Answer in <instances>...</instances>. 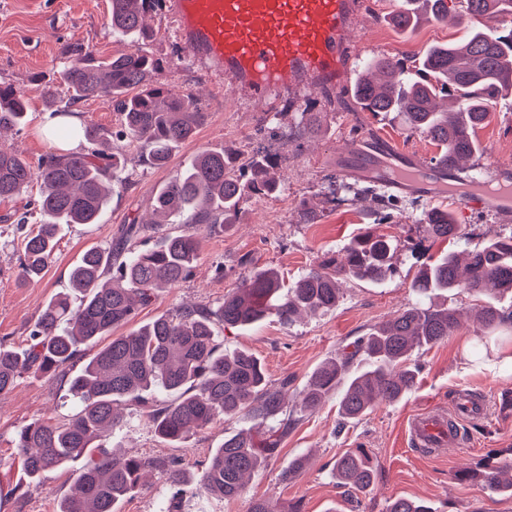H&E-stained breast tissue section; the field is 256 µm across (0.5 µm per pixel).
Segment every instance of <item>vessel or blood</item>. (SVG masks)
Returning a JSON list of instances; mask_svg holds the SVG:
<instances>
[{
    "mask_svg": "<svg viewBox=\"0 0 512 512\" xmlns=\"http://www.w3.org/2000/svg\"><path fill=\"white\" fill-rule=\"evenodd\" d=\"M365 6V0H165L191 60L223 75L232 97L297 101L348 88L357 57L354 18ZM369 175L401 192L459 200L512 219V169L506 167L482 180L417 161ZM460 438L457 420L438 407L408 423V441L420 450L454 446Z\"/></svg>",
    "mask_w": 512,
    "mask_h": 512,
    "instance_id": "vessel-or-blood-1",
    "label": "vessel or blood"
}]
</instances>
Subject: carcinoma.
<instances>
[{
	"label": "carcinoma",
	"mask_w": 512,
	"mask_h": 512,
	"mask_svg": "<svg viewBox=\"0 0 512 512\" xmlns=\"http://www.w3.org/2000/svg\"><path fill=\"white\" fill-rule=\"evenodd\" d=\"M161 0H111L110 26L119 38L138 41L149 36L144 17ZM428 20L448 15V0H423ZM512 8V0H466L473 25L459 42L430 49L417 66L401 59L371 57L364 76L353 89L355 103L364 112H399L409 128L423 134L439 152L433 157L450 167L477 151L473 133L490 119L498 94L512 88V29L493 24L497 14ZM67 66L62 81L68 93L64 109L107 95L122 116V127L111 131L99 125L80 130L64 125L53 135L72 138L83 134L87 147L66 154H48L37 168L16 151L0 147V200L11 199L39 183L40 224L22 236L19 276L31 283L42 278L54 259L60 227L96 224L111 199L114 170L135 150L138 161L154 168L168 163L172 151L192 139L204 118L192 96L172 98L154 80L162 65L137 50L111 59L95 58L78 43L63 49ZM441 94L452 95L459 111H442ZM27 102L10 85L0 84V131L23 125ZM317 113L304 112L294 135L315 131ZM272 155L257 152L238 164L223 150H203L180 172L162 184L151 208L160 228L174 217L181 224H230L246 196L277 191L271 176ZM430 232L454 240L459 236L452 213L435 208L427 215ZM142 224L127 225L106 247L86 250L70 273L71 292L51 299L30 329L23 350L0 343V395L14 390L24 378L45 373L67 374L84 360L69 380V396L76 403L72 415L60 423L45 420L22 426L16 448L27 477L45 478L50 471L84 459L73 488L58 512H116V506L140 485L143 471L166 475L177 491L189 484L187 471L174 461L119 455L105 440L120 422L118 403L143 402V394L158 388L174 394L169 403L146 412L154 432L169 442H181L191 433L224 416L245 412L264 421L282 409L283 399L269 386L263 366L253 354L226 352L215 331L222 326L248 327L270 316L290 324L304 312L336 306L338 281L351 277L381 282L392 272L395 250L389 236L366 232L345 248V260L331 258L309 269L291 283L272 269L252 271L236 291L211 309L196 305L160 315L122 336L112 330L132 321L150 305L155 293L190 277L197 260L198 241L189 232L165 233L148 246L141 239ZM425 296L436 291L463 289L476 298L478 320L491 334L512 324V308L499 305L498 295L512 294V236L469 251H450L424 265L414 282ZM459 326V312L415 304L373 326L369 333L321 364L301 393L300 410L312 411L336 394L346 422L365 417L377 400L393 403L415 386L417 370L410 363L413 350L444 341ZM110 341L98 345L101 338ZM278 440L259 442L245 432L224 436L208 464L196 477L195 490L234 498L244 490V477L277 450ZM307 465L304 455L288 461L285 482L298 478ZM377 475L371 458L348 449L334 465L336 479L358 492L370 488ZM461 483L478 482L492 492H512V466L496 458L456 475ZM387 512H433L419 502L393 500Z\"/></svg>",
	"instance_id": "carcinoma-1"
}]
</instances>
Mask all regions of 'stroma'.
<instances>
[{"mask_svg": "<svg viewBox=\"0 0 512 512\" xmlns=\"http://www.w3.org/2000/svg\"><path fill=\"white\" fill-rule=\"evenodd\" d=\"M404 0H371L357 18L356 38L365 57L395 56L405 52L421 55L429 47L462 40L465 28L453 17L465 7L451 0V18L429 22L411 33L391 24ZM110 0H0V84L13 86L28 101L25 127L5 135L0 142L17 150L30 165H38L56 147L45 129L51 107L43 96L53 86L65 98L61 79L65 44L89 45L97 57L109 58L139 48L162 60L158 79L172 96L193 95L205 114L195 137L172 154L163 168H137L133 180L117 173L111 204L96 224H68L62 230L55 260L43 278L23 286L17 281L21 248L14 225L0 223V342L22 348L39 311L65 292L69 273L89 248L105 246L119 236L124 224L150 216L148 201L193 155L206 149L249 152L259 142L271 143L277 154L275 173L279 190L267 197H247L233 224L220 227L187 225L199 242V258L192 275L175 287L158 292L153 303L135 318V325L174 313L188 304L219 306L226 293L238 288L250 271L277 270L293 281L324 258L343 259L349 242L373 231L391 236L397 248L392 257L393 274L385 283L353 278L340 281L335 308L305 314L291 324L276 317L247 329L217 327L225 351L246 350L262 362L272 385L287 382L284 408L293 422L280 440L277 453L268 458L247 480L238 497L224 500L187 491L175 495L163 473H147L139 489L117 505V512H250L258 497L276 506L297 502L303 512H386L398 497L430 506L433 512H512V497L489 492L477 483L462 484L455 475L471 469L487 456L512 449V333L481 339L472 296L461 289L449 293L447 303L460 312L461 324L449 337L429 348L414 351L419 368L412 391L396 403H376L357 422H344L337 400L328 397L317 409L300 411L297 403L311 373L336 353L365 336L368 329L414 303L420 296L413 282L422 263L448 250H473L512 235V222L489 211H464L447 200L431 202L407 193H392V207L379 218L377 201L364 188V179L345 178L339 171L338 145L357 135L397 138L402 150L431 159L436 146L411 131L395 112L371 114L357 110L346 93L311 98L299 105L288 100L235 99L226 96L222 77L208 74L186 59L174 19L166 12H152L147 22L150 39L132 44L113 38L109 24ZM318 112L322 129L303 137L291 136L304 109ZM474 136L480 151L470 160L482 173L492 165H512V93L498 97L488 123ZM453 211L461 236L455 241L431 237L424 222L431 206ZM486 397L488 413L466 419L461 428L465 442L447 449L440 457H424L407 444L409 419L436 405L454 411L459 392ZM73 412L67 386L60 376L28 377L9 394L0 396V458L12 462L9 477L0 478V512H57L69 493L75 468L58 469L38 482H26L14 446L17 431L36 419L60 420ZM123 422L112 432L110 444L121 454L175 458L190 472H198L224 440L244 431L261 439L271 422H258L240 414L214 421L184 442L159 439L141 415L140 406L122 402ZM364 449L377 467L367 492L358 493L338 483L333 465L345 450ZM306 454L304 474L291 483L281 480L290 459Z\"/></svg>", "mask_w": 512, "mask_h": 512, "instance_id": "35a3bbf8", "label": "stroma"}]
</instances>
